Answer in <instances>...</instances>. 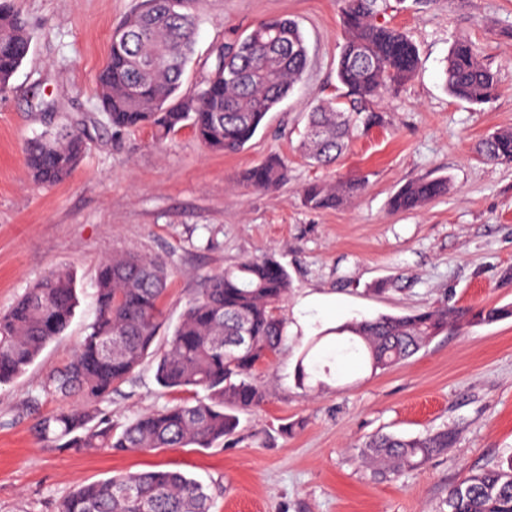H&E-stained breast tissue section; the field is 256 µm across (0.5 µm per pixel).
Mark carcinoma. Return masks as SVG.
<instances>
[{
	"label": "carcinoma",
	"instance_id": "cac0c4a2",
	"mask_svg": "<svg viewBox=\"0 0 512 512\" xmlns=\"http://www.w3.org/2000/svg\"><path fill=\"white\" fill-rule=\"evenodd\" d=\"M345 42L336 64L342 92L319 101L308 112L299 143L301 156L327 168L360 133L386 123L377 104L399 93L414 77L418 53L399 29L378 21L383 0H345ZM191 0H141L112 33L106 65L98 76V110L118 132L154 130L164 138L192 130L208 150L242 151L255 137L268 112L301 80L308 47L298 23L277 16L264 20L242 38L217 46L203 79L183 87L194 55L196 18ZM32 37L12 0H0V93L31 49ZM452 96L471 104L493 99L495 75L482 63L475 44L454 41L444 68ZM55 127L30 139L24 161L34 183L64 181L87 151L85 128L63 115ZM481 155L512 164V129L498 130L479 143ZM288 178V163L273 156L244 172L255 189L270 190ZM359 179L313 183L303 191L312 210L334 208L357 196ZM446 177L406 183L392 197L396 211H412L448 194ZM168 271L157 259L134 251L103 259L96 274V316L73 357L53 369L42 384L45 395L76 406H63L41 418L39 438L57 448H114L151 451L161 448H211L232 435L236 412L260 406L265 390L254 383L256 369L279 350L288 319L280 312L289 288L288 271L273 257L246 260L207 277L190 301L167 346L156 357L155 378L168 391L197 390L204 398L144 414L116 431L101 405L148 354L160 325ZM79 299L73 275L58 270L38 282L0 314V384L24 374L44 348L69 326ZM512 317V304L458 312L446 306L402 315H380L344 324L313 337L295 367V380L306 386L319 371L313 350L329 334H349L354 350L372 372L404 362L432 340L464 324L488 325ZM457 434L446 428L415 438L381 433L368 440L361 456L373 474L388 480L448 452ZM203 486L172 469L129 472L82 484L62 503L60 512H210ZM439 512H512V456L479 469L448 489Z\"/></svg>",
	"mask_w": 512,
	"mask_h": 512
}]
</instances>
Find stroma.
<instances>
[{
  "instance_id": "stroma-1",
  "label": "stroma",
  "mask_w": 512,
  "mask_h": 512,
  "mask_svg": "<svg viewBox=\"0 0 512 512\" xmlns=\"http://www.w3.org/2000/svg\"><path fill=\"white\" fill-rule=\"evenodd\" d=\"M137 2L13 0L33 41L0 97V313L61 269L74 275L79 304L66 332L0 386V512H58L79 484L158 466L202 482L212 512H437L450 487L512 455V319L437 336L377 373L357 357L334 358L346 341L332 329L444 302L512 303V166L476 151L487 135L512 128V0H388L379 20L413 41L417 72L405 92L382 101L386 125L358 135L328 169L309 164L298 145L311 106L337 94L343 0H196L185 86L204 76L213 48L272 17L295 19L309 49L298 88L231 155L208 151L187 128L159 142L150 129L115 133L102 122L96 77L113 29ZM460 36L497 75L491 102L471 104L445 89V60ZM52 111L84 123L91 140L69 178L42 188L29 180L22 149ZM273 154L288 161L286 184L263 192L241 182ZM349 176L365 181L351 202L305 206L307 184ZM438 176L450 182L447 196L392 210L405 183ZM126 250L163 261L169 280L150 355L104 404L118 428L175 401L155 379V355L209 275L262 255L288 271V336L255 374L267 398L240 413L235 434L214 447L77 453L34 430L62 405L40 388L94 317L100 261ZM315 294L335 299V315L304 308ZM317 335L331 376L303 389L296 362ZM35 396L33 413L25 405ZM442 427L458 434L447 454L394 480L374 481L358 455L375 434L411 438Z\"/></svg>"
}]
</instances>
